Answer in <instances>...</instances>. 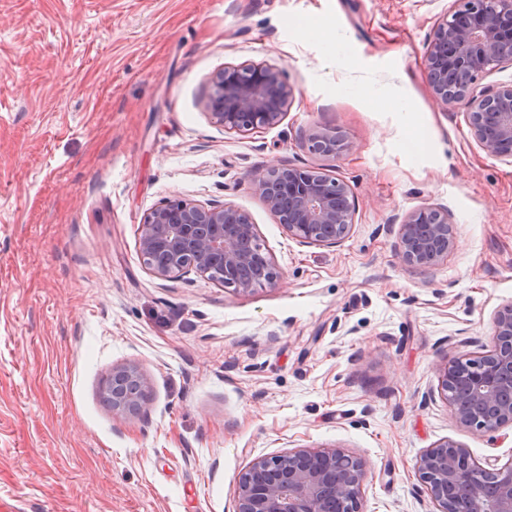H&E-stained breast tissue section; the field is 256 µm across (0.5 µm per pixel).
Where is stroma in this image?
Masks as SVG:
<instances>
[{"label":"stroma","mask_w":512,"mask_h":512,"mask_svg":"<svg viewBox=\"0 0 512 512\" xmlns=\"http://www.w3.org/2000/svg\"><path fill=\"white\" fill-rule=\"evenodd\" d=\"M453 7L0 0V512H234L239 474L297 448L364 459L361 512H432L427 448L512 457V426L468 430L438 390V366L489 344L512 303V162L424 75ZM318 24L335 41L301 34ZM262 60L295 90L286 115L254 135L215 127L208 77ZM317 132L347 150L310 152ZM282 165L349 184L339 246L300 245L252 193L251 171ZM175 195L236 204L279 280L154 277L139 226ZM426 205L454 244L421 271L399 229ZM129 363L152 384L144 417L100 396Z\"/></svg>","instance_id":"stroma-1"}]
</instances>
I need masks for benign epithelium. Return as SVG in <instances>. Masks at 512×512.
I'll return each instance as SVG.
<instances>
[{"instance_id":"obj_1","label":"benign epithelium","mask_w":512,"mask_h":512,"mask_svg":"<svg viewBox=\"0 0 512 512\" xmlns=\"http://www.w3.org/2000/svg\"><path fill=\"white\" fill-rule=\"evenodd\" d=\"M505 63L512 65V0H457L428 41L425 77L445 108L466 112L483 147L512 160V84H482ZM293 97L282 68L245 61L212 75L203 107L213 124L246 136L276 125ZM308 148L336 156L347 145L335 133L319 132L308 138ZM248 181L299 243L334 247L348 235L356 201L343 179L289 166L255 171ZM399 239L406 263L435 267L454 242L448 212L431 206L410 212ZM258 242L255 225L230 201L204 206L174 195L140 225V251L152 275L168 281L204 276L237 293L280 277ZM438 388L462 426L488 432L512 425V303L497 310L489 349L439 365ZM102 392L113 412L138 415L150 404L152 388L138 366L127 364L112 370ZM419 473L435 512H512V459L487 467L445 439L421 455ZM366 474L361 458L339 448L260 457L238 477L235 512H360Z\"/></svg>"}]
</instances>
